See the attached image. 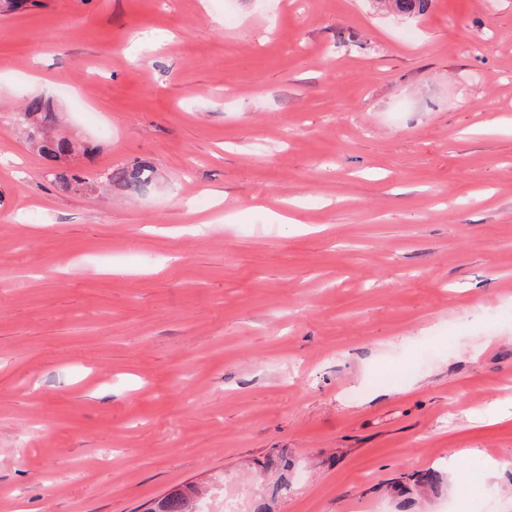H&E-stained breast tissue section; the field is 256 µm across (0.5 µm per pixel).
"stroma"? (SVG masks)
I'll use <instances>...</instances> for the list:
<instances>
[{
    "label": "stroma",
    "mask_w": 512,
    "mask_h": 512,
    "mask_svg": "<svg viewBox=\"0 0 512 512\" xmlns=\"http://www.w3.org/2000/svg\"><path fill=\"white\" fill-rule=\"evenodd\" d=\"M185 485L512 512V0H0V512ZM19 115L23 120L34 118L41 130L37 141L47 176L62 190L72 186H89L84 178L62 165L64 157L75 152L76 147L69 139L49 135V130L58 121L52 102L41 96L31 97L23 104ZM154 168L146 160L140 161L131 167L109 169L100 178L101 181L112 184L121 183L129 192L140 194L151 183Z\"/></svg>",
    "instance_id": "stroma-1"
}]
</instances>
